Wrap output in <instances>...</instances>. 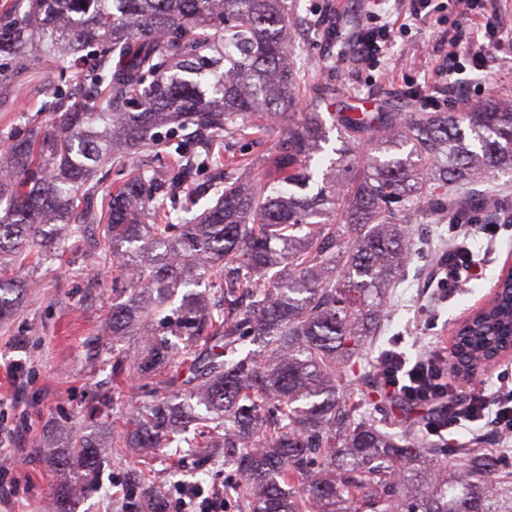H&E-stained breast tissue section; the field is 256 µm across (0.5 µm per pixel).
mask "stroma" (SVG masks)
<instances>
[{
	"label": "stroma",
	"mask_w": 512,
	"mask_h": 512,
	"mask_svg": "<svg viewBox=\"0 0 512 512\" xmlns=\"http://www.w3.org/2000/svg\"><path fill=\"white\" fill-rule=\"evenodd\" d=\"M288 5L296 41L294 66L300 74L298 111H307L316 100L325 115L348 106L372 112H459L492 97L512 98V27L475 81L456 91L438 73L448 41L469 43L482 33L484 17L462 25L448 9L432 11L411 28L395 30L382 67L372 70L349 61L326 66L323 58L329 49L321 37L323 22L339 24L349 36L369 25L370 13L391 21L403 18L410 8L408 0H380L376 5L371 0H288ZM52 86V74L41 65L29 68L17 83H0V144L11 133L44 122L42 105ZM420 86L428 88V95L411 97V90ZM427 231L425 255L406 267L394 289L392 313L373 344V354L388 349L396 339L410 357L449 347L457 320L490 296L502 266L512 260V229L506 228L479 276L445 299L433 298L428 256L447 249L448 226L431 224ZM25 276L36 285L26 291L13 319L0 326V512H48L64 490V479L46 448L49 425L118 428L124 415L118 405L108 416H87L96 394L112 390L102 337L116 297L111 264L103 262L96 249L83 246L67 251L60 261L30 268ZM423 304L436 318L435 329H425L418 315ZM18 359L26 366V376L16 383L7 368ZM209 453L216 465L208 469L203 486L219 490L235 475L223 464V449H198L177 470L170 468L164 451H154L155 481L165 496H172L180 482L192 480L199 458ZM140 466V454L131 451L123 467H104L97 476V490L78 492L76 512H134L135 499L118 493L116 487Z\"/></svg>",
	"instance_id": "35a3bbf8"
}]
</instances>
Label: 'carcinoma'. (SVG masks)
Here are the masks:
<instances>
[{
    "mask_svg": "<svg viewBox=\"0 0 512 512\" xmlns=\"http://www.w3.org/2000/svg\"><path fill=\"white\" fill-rule=\"evenodd\" d=\"M288 0H0V82L35 64L52 89L46 127L0 152V323L21 272L53 261L88 230L126 285L112 304V399L145 379L112 439L224 449L242 512H512V456L430 440L455 390L389 436L383 356L368 344L419 238L422 219L472 223L497 173H512V101L468 112H338L292 119L296 71ZM278 126L266 172L215 185L198 214L178 189L224 159V134ZM186 132L173 180L144 165L96 198L98 170L158 151ZM150 219L147 224L144 219ZM443 378L464 380L512 347V284L456 336ZM457 460L434 473L424 459ZM105 459L96 437L67 433L54 461L78 484Z\"/></svg>",
    "mask_w": 512,
    "mask_h": 512,
    "instance_id": "obj_1",
    "label": "carcinoma"
}]
</instances>
